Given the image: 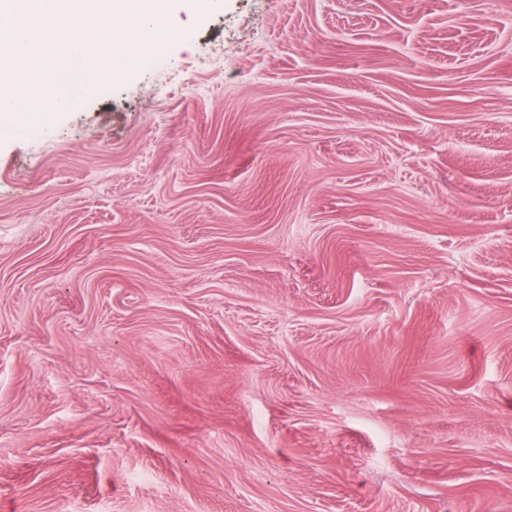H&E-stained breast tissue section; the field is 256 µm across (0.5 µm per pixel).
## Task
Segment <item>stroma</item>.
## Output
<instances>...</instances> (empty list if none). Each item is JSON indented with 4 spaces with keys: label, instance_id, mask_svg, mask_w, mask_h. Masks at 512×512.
Wrapping results in <instances>:
<instances>
[{
    "label": "stroma",
    "instance_id": "stroma-1",
    "mask_svg": "<svg viewBox=\"0 0 512 512\" xmlns=\"http://www.w3.org/2000/svg\"><path fill=\"white\" fill-rule=\"evenodd\" d=\"M0 512H512V0H213L0 135Z\"/></svg>",
    "mask_w": 512,
    "mask_h": 512
}]
</instances>
